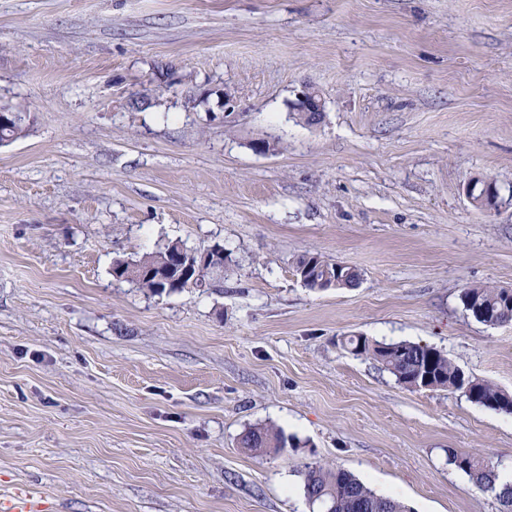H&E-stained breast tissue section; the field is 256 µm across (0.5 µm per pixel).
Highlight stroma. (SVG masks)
<instances>
[{
  "mask_svg": "<svg viewBox=\"0 0 512 512\" xmlns=\"http://www.w3.org/2000/svg\"><path fill=\"white\" fill-rule=\"evenodd\" d=\"M307 87L317 126L291 114ZM1 106L32 122L0 147V495L310 512L327 462L413 512H500L448 453L511 472L512 415L343 341L426 344L512 393V323L459 299L512 288V0H0ZM176 241L223 244L233 275L113 277ZM307 253L359 285L306 288ZM256 424L287 448L243 452ZM214 269L208 265H199L194 268L192 277L189 281H175L170 288L161 286L162 284L153 278L140 279L136 284L139 288L153 295H161L163 293H172L182 291L184 288H205L211 285L213 280ZM191 281V282H190ZM161 286V287H160Z\"/></svg>",
  "mask_w": 512,
  "mask_h": 512,
  "instance_id": "obj_1",
  "label": "stroma"
}]
</instances>
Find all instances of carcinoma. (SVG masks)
<instances>
[{
	"mask_svg": "<svg viewBox=\"0 0 512 512\" xmlns=\"http://www.w3.org/2000/svg\"><path fill=\"white\" fill-rule=\"evenodd\" d=\"M27 131L24 118L20 117L11 127H0V141L17 140ZM192 250L180 242H173L164 249L146 253L135 259L144 270L167 272L175 257H188ZM296 272H304L303 284L314 290L321 289V280L336 272V263L317 254L300 256L295 263ZM214 269L208 265L194 268L191 281H175L165 287L154 279L139 280L137 286L153 294L172 293L186 288H205L211 285ZM460 302L478 322L498 326L512 321V289L496 286L465 287ZM356 354L377 362L392 374L396 381L409 390H458L469 401L497 412L512 414V393L473 375H464L460 368L445 354L434 347L399 341L381 343L366 336H353L348 340ZM288 438L283 432L268 426L247 428L240 437V447L255 455L277 453L286 447ZM448 461L462 471L480 490L491 491L502 506L501 512H512V484L497 488L498 466L477 453L451 452ZM303 490L310 508H321L313 496L322 493L329 502L330 512H411L402 501L379 495L353 473L329 463L315 462L303 474Z\"/></svg>",
	"mask_w": 512,
	"mask_h": 512,
	"instance_id": "carcinoma-1",
	"label": "carcinoma"
}]
</instances>
